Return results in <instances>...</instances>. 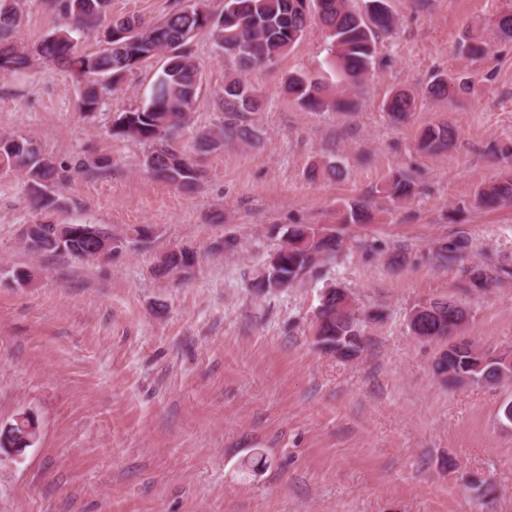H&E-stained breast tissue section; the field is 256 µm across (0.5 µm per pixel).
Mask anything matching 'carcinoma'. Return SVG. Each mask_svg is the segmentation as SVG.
I'll return each instance as SVG.
<instances>
[{
  "label": "carcinoma",
  "mask_w": 512,
  "mask_h": 512,
  "mask_svg": "<svg viewBox=\"0 0 512 512\" xmlns=\"http://www.w3.org/2000/svg\"><path fill=\"white\" fill-rule=\"evenodd\" d=\"M20 0H0V72L22 82L37 59L45 64L63 65L81 85V103L86 112L104 105L105 94L122 84L142 63L161 56L162 73L152 84L145 101L113 117L111 136L144 144L147 170L157 179L187 193L203 181V172L189 155L177 146V138L195 105L202 87V73L194 60V40L209 35L213 52L231 58L239 71L248 73L271 66L288 53L303 37L309 19L316 17L331 38L329 75L313 77L295 74L288 91L304 107L312 110H345L349 103L332 96V89L359 83L373 70L377 51L376 37L394 27L388 0H365L357 10L350 0H224L220 12L208 5L194 9L186 5L168 13L149 26H132L130 18L108 15L110 0H48L53 11L66 22L62 29L46 34L34 47L15 40L21 24ZM103 36V47L92 53L78 51V42L93 35ZM459 50L472 58L490 52L476 36L463 41ZM470 89L468 82L451 76L437 77L428 86L432 97L451 99ZM220 110L228 118L219 126L197 136L193 151L208 154L224 148V139L248 144L261 141L262 131L243 121L245 113L263 106L260 91L237 76L225 78L217 94ZM415 108L412 94L400 90L384 103V110L395 121L407 118ZM456 136L446 123L427 125L418 137V147L426 152H441ZM505 162L503 174L482 187L477 202L495 208L512 201V148L500 151ZM0 171L12 172L23 180L33 208L46 214L62 207L56 189L67 179L68 166L45 155L33 137L25 133L0 134ZM382 193L397 200L412 193V183L394 175ZM372 213L363 201L349 205L341 215L343 224H368ZM70 244L61 247L45 235L39 253L75 258L90 253L98 226L71 224ZM341 240L331 230L307 224H294L286 231L281 246L269 256L255 278L254 287L268 291L288 287L313 272L324 258L340 250ZM194 251L182 248L166 253L158 265L161 274H172L195 261ZM340 297L328 292L325 309L316 319L317 329L326 336H354L361 332L359 318L333 313ZM500 358L471 344L451 349L449 367L470 376L476 384H498L509 380L501 375Z\"/></svg>",
  "instance_id": "cac0c4a2"
}]
</instances>
